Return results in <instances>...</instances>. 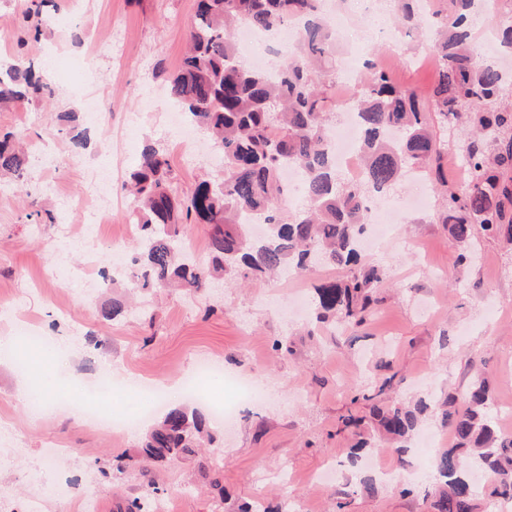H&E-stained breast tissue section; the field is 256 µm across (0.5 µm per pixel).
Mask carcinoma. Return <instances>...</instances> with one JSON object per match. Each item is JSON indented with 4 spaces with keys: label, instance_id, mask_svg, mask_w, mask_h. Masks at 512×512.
<instances>
[{
    "label": "carcinoma",
    "instance_id": "cac0c4a2",
    "mask_svg": "<svg viewBox=\"0 0 512 512\" xmlns=\"http://www.w3.org/2000/svg\"><path fill=\"white\" fill-rule=\"evenodd\" d=\"M322 2L196 0L190 50L170 80L169 95L210 135L224 158V176L218 182L203 180L181 195L173 187L166 153L153 143L144 146L129 174L139 230L133 287L198 292L226 276L247 281L280 272L305 275L317 254L324 265L348 269L345 277L314 286L317 318L364 320L384 271L357 249L367 220L363 200L369 192L388 191L407 166L439 167L442 147L429 131L435 115L464 129L462 150L471 170L470 183L443 198L444 220L454 239L466 243L479 228L512 241V185L502 181L512 170V84L468 38L475 0H448L447 11L428 17L420 16L419 0H396L398 27L437 26L427 47L435 56L436 80L424 102L373 64L365 66L351 103L365 128L361 151L367 175L360 184L344 182L336 172L324 110L336 85V44ZM41 14V2L29 0L25 15L36 38L42 32ZM291 23L299 25L296 42L288 47V60L275 69H253L237 59L238 28L276 33ZM41 72L32 62L10 66L0 78V102L53 94ZM21 139L18 133L0 138V175L10 176L19 190L27 171ZM288 164L303 176L308 207L285 221L280 212L288 189L281 172ZM253 210L265 219L262 237L252 236L240 222L242 213ZM180 224L209 226L211 265L185 259ZM446 405L442 423L457 446L436 459L438 512H472L477 487L464 469L466 454L489 472L490 495L512 498V438L495 424L485 382L472 381L463 406ZM426 408L395 401L374 407L373 415L379 429L398 443L417 430ZM205 431L202 415L186 406L171 407L144 435L140 453L147 461L175 458L190 452Z\"/></svg>",
    "mask_w": 512,
    "mask_h": 512
}]
</instances>
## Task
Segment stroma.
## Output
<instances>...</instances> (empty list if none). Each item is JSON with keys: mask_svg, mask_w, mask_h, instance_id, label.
<instances>
[{"mask_svg": "<svg viewBox=\"0 0 512 512\" xmlns=\"http://www.w3.org/2000/svg\"><path fill=\"white\" fill-rule=\"evenodd\" d=\"M196 0H46L39 40L20 44L22 8L0 0V25L9 48L0 67L34 62L53 97L0 104V132L22 134L28 167L25 193L0 185V333L16 334L21 321L40 324L59 339L50 364L27 346L0 356V492L15 512H28L34 490L45 493L42 512H126L134 498L158 487L175 512H437V449L390 450L391 466L405 461L411 482L373 489L350 482L349 437L341 418L370 415V398L387 403L429 393L422 417L441 429L438 402L463 399L476 376L486 379L493 402L512 405V243L478 235L473 260L458 264L461 245L442 221V195L427 189L426 204L409 205L411 189L399 181L388 198L402 222L399 240L373 262L387 274L361 324L295 318L285 296L341 276L321 266L307 277L279 276L239 285L217 281L188 294L145 290L139 305L154 314L126 313L103 320L99 310L124 299L128 281L100 287L98 272L114 253L134 243L116 239L133 198L122 183L146 142L164 148L178 193L221 173L219 156L186 159L170 114L167 78L184 59ZM392 48L376 31L340 45L337 80L349 78L366 57L384 64ZM404 61L389 64L400 86L426 96L433 66L413 61L416 36L401 38ZM84 134L82 164L61 155ZM108 176L117 208L90 214L83 203L94 181ZM286 349H275L276 341ZM226 371L268 384L279 397L266 407L243 406L230 426L194 455L143 465L144 426L125 435L100 432L86 422L72 390L109 406L122 394H100V372L152 382L180 379L205 357ZM60 395L52 414L36 417L18 396L22 384ZM121 461L123 471L113 470ZM330 465L344 475L336 485L316 483Z\"/></svg>", "mask_w": 512, "mask_h": 512, "instance_id": "35a3bbf8", "label": "stroma"}]
</instances>
